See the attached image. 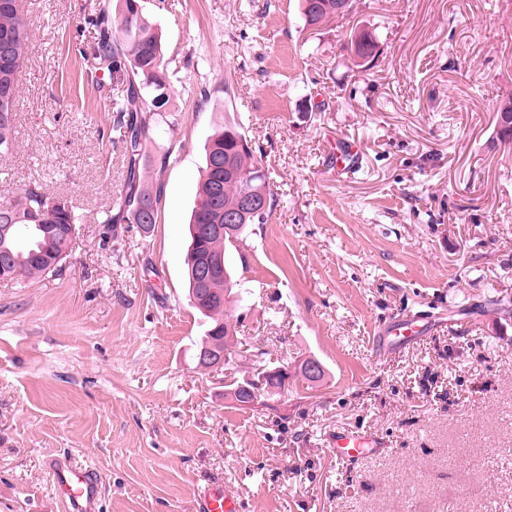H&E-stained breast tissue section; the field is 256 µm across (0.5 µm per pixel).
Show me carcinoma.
I'll list each match as a JSON object with an SVG mask.
<instances>
[{"mask_svg": "<svg viewBox=\"0 0 512 512\" xmlns=\"http://www.w3.org/2000/svg\"><path fill=\"white\" fill-rule=\"evenodd\" d=\"M125 11L110 14L104 10L92 11L84 16L85 23L96 28L98 36L93 55L110 74H123L127 82L116 99L112 111L116 112L112 125V143L122 145L126 180L125 193L117 213L105 212V224H136L149 232L158 218L161 187L150 188L145 184L144 147L150 141L156 120L165 118V108L170 101L171 77L164 62L161 36L151 21L140 25L130 24L134 5L140 0H123ZM355 0H300V14L305 25L314 21L326 23L333 18L350 14ZM9 35L14 45L9 59L0 63V83L18 88L20 69L26 60L32 31L19 11V6L0 7V39ZM354 54L360 59H375L378 41L374 33L361 30L351 37ZM14 114L6 123H0V155L8 154L15 143ZM231 157L234 175L224 174V168H216L213 159ZM254 188L268 197L266 210L241 225L236 241L230 242L218 236L203 240L196 238L198 224H221L224 211L238 206L242 195ZM55 197L37 184L17 194L8 210L0 208V224H38L40 228L27 237L0 236V256L10 257L7 270L10 279L41 278L55 274L62 261L69 255L77 234L80 215L70 202L64 200L53 205ZM274 193L270 187V175L255 156L250 141L237 125H226L217 130L205 144V166L188 224L189 245L185 259L187 288L195 287L194 275L198 258L208 255L224 265L227 278L215 279L212 298L196 306L205 326L199 346L213 345L224 348L230 342H238L237 328L232 324V311L240 300L224 296L225 281H230V293L241 295L242 284L233 278V272L225 261L228 246L243 241L242 234L250 224H265L274 208Z\"/></svg>", "mask_w": 512, "mask_h": 512, "instance_id": "obj_1", "label": "carcinoma"}]
</instances>
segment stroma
I'll return each instance as SVG.
<instances>
[{
  "label": "stroma",
  "instance_id": "35a3bbf8",
  "mask_svg": "<svg viewBox=\"0 0 512 512\" xmlns=\"http://www.w3.org/2000/svg\"><path fill=\"white\" fill-rule=\"evenodd\" d=\"M299 0H143L174 72L148 157L170 151L151 232L107 229L124 193L107 140L123 78L84 13L118 0H20L33 33L0 206L37 184L83 216L53 276L0 282V512H66L50 458L100 479L98 512H195L223 482L242 512H512V0H358L305 26ZM375 33L374 60L351 36ZM239 124L276 203L226 259L249 294L238 340L288 366L275 410L239 409L199 367L185 285L204 145ZM360 147L336 173L332 140ZM499 300L501 310L490 307ZM414 321L404 347L388 326ZM321 382L296 376L303 359ZM377 452L341 459L336 432Z\"/></svg>",
  "mask_w": 512,
  "mask_h": 512
}]
</instances>
